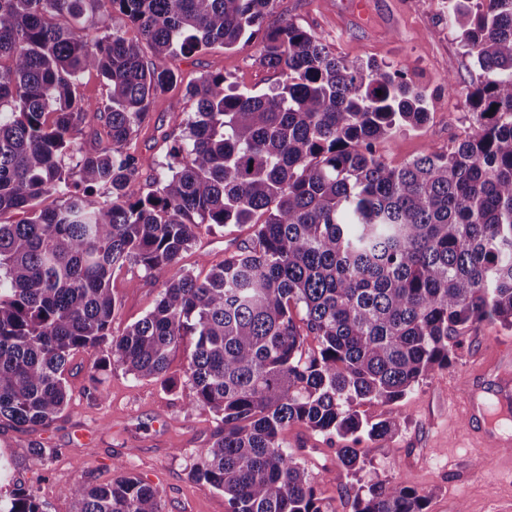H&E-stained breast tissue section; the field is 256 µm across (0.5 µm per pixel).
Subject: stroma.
Segmentation results:
<instances>
[{
    "instance_id": "1",
    "label": "stroma",
    "mask_w": 512,
    "mask_h": 512,
    "mask_svg": "<svg viewBox=\"0 0 512 512\" xmlns=\"http://www.w3.org/2000/svg\"><path fill=\"white\" fill-rule=\"evenodd\" d=\"M364 3L359 11L354 0H277L267 24L274 28L293 22L349 61L407 66L412 81L428 96L430 119L398 134L380 153L398 167L416 156L446 151L451 141L466 136L465 93L482 79L448 22L446 0ZM167 64L180 79L130 142L140 159L139 185L145 191L171 162V142L182 135L178 119L196 110L187 93L190 85L221 71L239 90L259 94L279 79L262 64L253 42L229 51L217 45L200 55L168 58ZM451 80L458 85L453 93L446 87ZM250 235L246 225L202 231L181 264L206 275L211 264ZM112 290L120 302L113 324L118 333L154 308L162 279L129 264L115 272ZM453 344L448 368L420 381L402 399L359 405L369 420L399 423L392 440L374 445L363 470L338 468L337 445L327 436L302 425L288 428L289 447L319 465L317 488L332 512H353L350 488L374 479L393 484L406 478L429 494V512H512V465L502 460L500 450L478 447L465 415L471 389L493 390L495 379L484 368L512 356V331L484 325L461 331ZM96 357L93 350L75 355L67 374L68 406L48 425L17 427L0 421V459L8 463L0 475V495L24 489L36 496L43 512H73L65 487L82 478L106 483L124 471L157 488L165 512H225L223 494L190 475L219 421L210 409L185 407L191 384L184 348L170 355L168 388L135 378L116 361L94 372ZM36 448L45 449L43 462L33 458Z\"/></svg>"
}]
</instances>
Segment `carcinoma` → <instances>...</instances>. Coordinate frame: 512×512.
<instances>
[{
    "instance_id": "obj_1",
    "label": "carcinoma",
    "mask_w": 512,
    "mask_h": 512,
    "mask_svg": "<svg viewBox=\"0 0 512 512\" xmlns=\"http://www.w3.org/2000/svg\"><path fill=\"white\" fill-rule=\"evenodd\" d=\"M275 4L0 0V59H11L0 66V213L25 215L0 223V420L51 422L76 353L102 346L95 370L114 358L167 385L189 336L188 406L220 417L191 476L224 493L226 512H330L309 461L288 450V427L336 436V466L356 473L357 445L398 425L355 405L399 400L448 367L463 329H512V0H448L483 74L466 94L470 132L400 167L380 146L426 122L425 92L404 67L338 57L292 22L265 27ZM114 15L153 60L115 29L59 23ZM243 39L281 80L252 94L221 71L201 77L176 164L143 192L126 146L176 82L166 58ZM87 70L106 80L105 98L80 94ZM96 123L108 144L85 151L76 136ZM48 194L62 203L36 208ZM231 224L252 225L250 243L203 278L180 266L202 229ZM128 262L164 280L154 309L116 334L112 276ZM309 335L319 346L306 353ZM64 493L74 512H164L134 476ZM428 501L408 480L353 494L354 512H427ZM0 512L41 507L17 490Z\"/></svg>"
}]
</instances>
